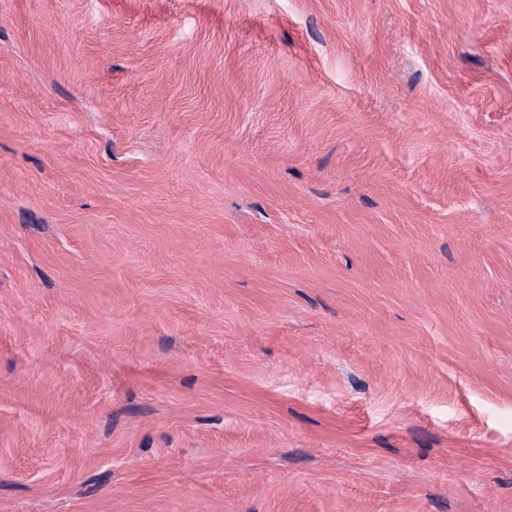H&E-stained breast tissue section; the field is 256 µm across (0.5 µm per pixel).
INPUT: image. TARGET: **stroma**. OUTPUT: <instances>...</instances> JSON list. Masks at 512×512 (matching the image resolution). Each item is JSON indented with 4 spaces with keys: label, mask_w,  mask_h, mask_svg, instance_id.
Listing matches in <instances>:
<instances>
[{
    "label": "stroma",
    "mask_w": 512,
    "mask_h": 512,
    "mask_svg": "<svg viewBox=\"0 0 512 512\" xmlns=\"http://www.w3.org/2000/svg\"><path fill=\"white\" fill-rule=\"evenodd\" d=\"M0 512H512V0H0Z\"/></svg>",
    "instance_id": "stroma-1"
}]
</instances>
